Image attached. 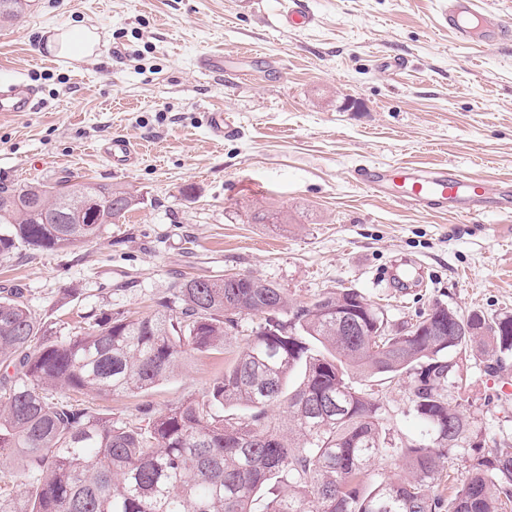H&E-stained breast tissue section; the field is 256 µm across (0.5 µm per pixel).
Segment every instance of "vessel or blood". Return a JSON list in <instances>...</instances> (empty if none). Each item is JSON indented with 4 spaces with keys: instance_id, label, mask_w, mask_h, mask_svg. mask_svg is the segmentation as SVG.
Listing matches in <instances>:
<instances>
[{
    "instance_id": "b4317fda",
    "label": "vessel or blood",
    "mask_w": 512,
    "mask_h": 512,
    "mask_svg": "<svg viewBox=\"0 0 512 512\" xmlns=\"http://www.w3.org/2000/svg\"><path fill=\"white\" fill-rule=\"evenodd\" d=\"M282 27L304 29L312 24L302 0H289L279 15ZM440 28L452 32L464 45L481 47L512 39V29L498 17L483 11L479 0H442L437 14ZM36 93L23 82L13 83L10 94L0 97V112H31ZM103 152L122 165L134 161L137 150L127 139L114 138ZM363 187L376 196L389 198L424 211L460 217L488 212H512V179L488 186L478 175H461L448 168H421L409 165L364 164L355 170Z\"/></svg>"
}]
</instances>
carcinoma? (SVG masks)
Listing matches in <instances>:
<instances>
[{
	"label": "carcinoma",
	"mask_w": 512,
	"mask_h": 512,
	"mask_svg": "<svg viewBox=\"0 0 512 512\" xmlns=\"http://www.w3.org/2000/svg\"><path fill=\"white\" fill-rule=\"evenodd\" d=\"M24 7L0 0V22L18 21ZM87 197L96 209L83 208ZM138 204L117 185L1 184L0 255L91 243ZM323 298L291 304L272 284L190 278L176 314L162 303L50 340L21 291L0 296V462H17L23 478L0 487V512H255L260 493L261 512L512 509V439L486 443L478 421L448 399L463 354L478 350L490 373L512 358V315L443 309L442 320L465 332L442 336L426 327L437 323L427 312L406 336L354 288ZM350 308L361 321L353 336L336 324ZM252 316L263 322L200 398L147 407L143 424L73 403L86 391L146 392ZM404 380L417 437L397 432L373 392L375 382ZM461 451L473 452L463 479L445 468ZM375 460L399 461L408 475L376 472Z\"/></svg>",
	"instance_id": "obj_1"
}]
</instances>
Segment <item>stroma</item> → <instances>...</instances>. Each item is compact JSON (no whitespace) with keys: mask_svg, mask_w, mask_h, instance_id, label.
I'll use <instances>...</instances> for the list:
<instances>
[{"mask_svg":"<svg viewBox=\"0 0 512 512\" xmlns=\"http://www.w3.org/2000/svg\"><path fill=\"white\" fill-rule=\"evenodd\" d=\"M313 23L281 27V0H29L0 24V86L38 90L32 112H0V182L92 181L132 190L134 211L97 240L0 257V296L18 289L55 335L82 319L178 306L183 279L246 274L290 303L354 288L391 328L432 307L512 314V213L431 214L372 196L365 162L446 165L489 184L512 178V42L460 45L436 25V0H304ZM96 28L83 60L47 56L49 33ZM251 66H242L248 52ZM224 55L240 75L201 69ZM402 56L388 72L381 58ZM230 120L223 140L208 116ZM121 136L140 156L117 167L99 145ZM287 216L257 224L253 212ZM260 317L174 377L136 395L87 392L82 406L133 422L203 396ZM451 393L486 439L512 436V366ZM400 433L416 437L405 383L378 388Z\"/></svg>","mask_w":512,"mask_h":512,"instance_id":"35a3bbf8","label":"stroma"}]
</instances>
